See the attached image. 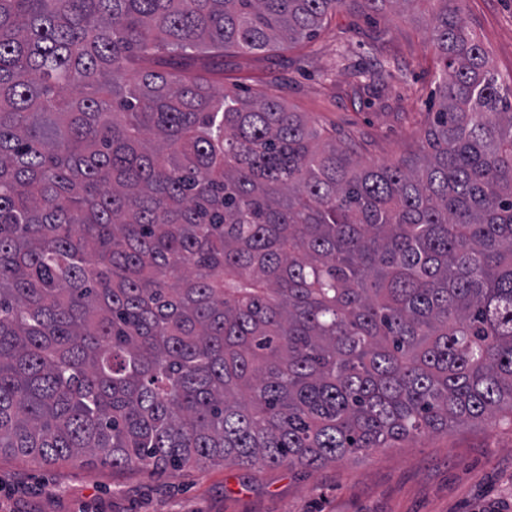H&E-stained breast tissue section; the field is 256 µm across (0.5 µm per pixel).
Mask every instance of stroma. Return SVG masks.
<instances>
[{"label": "stroma", "mask_w": 512, "mask_h": 512, "mask_svg": "<svg viewBox=\"0 0 512 512\" xmlns=\"http://www.w3.org/2000/svg\"><path fill=\"white\" fill-rule=\"evenodd\" d=\"M495 67L512 75V0H463ZM214 86L273 93L386 162L419 152L439 62L418 11L370 18L342 7L310 42L212 59ZM384 72L352 89L355 70ZM0 512H512V430L487 422L317 470L223 465L152 474L94 463L34 467L0 456Z\"/></svg>", "instance_id": "obj_1"}]
</instances>
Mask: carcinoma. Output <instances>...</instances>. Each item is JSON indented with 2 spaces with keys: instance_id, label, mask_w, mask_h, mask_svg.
I'll use <instances>...</instances> for the list:
<instances>
[{
  "instance_id": "1",
  "label": "carcinoma",
  "mask_w": 512,
  "mask_h": 512,
  "mask_svg": "<svg viewBox=\"0 0 512 512\" xmlns=\"http://www.w3.org/2000/svg\"><path fill=\"white\" fill-rule=\"evenodd\" d=\"M424 1L439 101L394 162L201 61ZM461 3L0 0V454L315 470L511 427L512 82Z\"/></svg>"
}]
</instances>
